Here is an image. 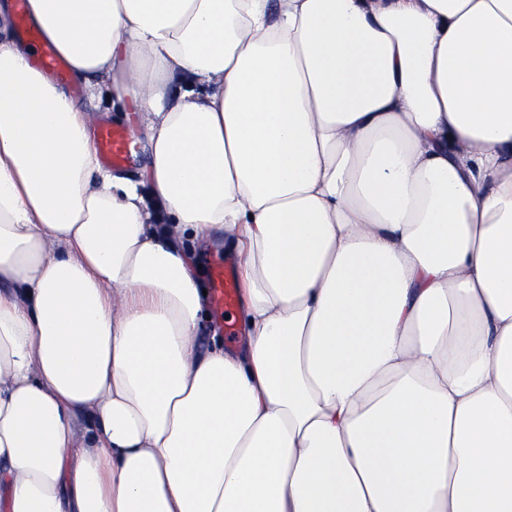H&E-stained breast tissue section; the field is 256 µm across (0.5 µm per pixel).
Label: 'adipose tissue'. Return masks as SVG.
<instances>
[{
	"label": "adipose tissue",
	"instance_id": "adipose-tissue-1",
	"mask_svg": "<svg viewBox=\"0 0 512 512\" xmlns=\"http://www.w3.org/2000/svg\"><path fill=\"white\" fill-rule=\"evenodd\" d=\"M27 15L147 162L0 0V512H512V0ZM15 1V2H14ZM27 0H11L14 4L15 16L18 22L20 32L34 47L32 56L33 64L44 71L52 73L58 83L66 89L68 94L80 103L86 110L93 112H110V118L100 124H111L113 126H122L131 130V124L135 114L129 104L121 112L112 110V89L103 87L96 92L94 98H90L82 83L68 78V66L63 57L60 56L55 46L44 41L40 33L30 27L26 20ZM59 80V81H58ZM61 81V82H60ZM67 81V82H63ZM94 145L100 161L104 164L119 167L127 161L132 153L133 139L127 131L100 125L94 132ZM136 150L131 160L122 168L115 169L102 164L115 173L134 176L146 160L144 142L135 143ZM222 259L224 263L231 268L228 259L224 255L223 250L211 251L204 253L197 257L196 262L199 271V277L203 288L209 292L211 289V300L213 305L224 312H229L234 302V284L230 273L224 269V264L220 261H214L215 259ZM212 263V266H211ZM202 266V269H199ZM211 268V273H210ZM210 283V288H209ZM210 300V301H211ZM237 309V302L233 309L228 313L224 314V318H221L213 309L212 305L209 310L210 321L204 330V344L211 342V336L213 335L214 324L218 328L217 339H220L224 346H233L239 339V326L236 321L231 320L235 315ZM226 315H229V319H226ZM232 323L238 330V335L228 336L226 334L225 324Z\"/></svg>",
	"mask_w": 512,
	"mask_h": 512
}]
</instances>
